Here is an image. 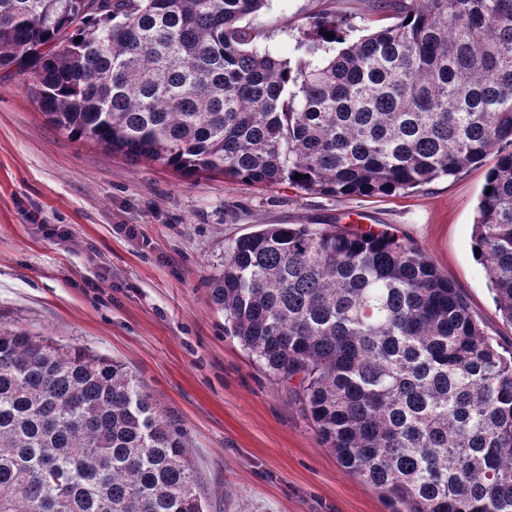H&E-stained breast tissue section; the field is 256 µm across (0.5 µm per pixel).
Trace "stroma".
Masks as SVG:
<instances>
[{
    "mask_svg": "<svg viewBox=\"0 0 512 512\" xmlns=\"http://www.w3.org/2000/svg\"><path fill=\"white\" fill-rule=\"evenodd\" d=\"M365 0H269L248 19L280 59L317 11L351 39ZM28 73L0 70V329L51 336L116 359L187 435L206 512H391L322 447L286 387L224 333L210 280L235 241L263 224L351 226L355 216L415 243L465 295L485 334L512 347L472 252L486 170L413 192L336 200L289 184L262 189L220 175L185 179L131 164L53 126Z\"/></svg>",
    "mask_w": 512,
    "mask_h": 512,
    "instance_id": "35a3bbf8",
    "label": "stroma"
}]
</instances>
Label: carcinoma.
Instances as JSON below:
<instances>
[{
	"label": "carcinoma",
	"mask_w": 512,
	"mask_h": 512,
	"mask_svg": "<svg viewBox=\"0 0 512 512\" xmlns=\"http://www.w3.org/2000/svg\"><path fill=\"white\" fill-rule=\"evenodd\" d=\"M266 2L0 0V69L72 138L185 176L340 199L491 156L472 248L512 322V0H372L392 22L352 42L320 13L294 65L245 23ZM211 295L392 512H512V352L417 245L268 224ZM185 448L121 362L0 331V512H203Z\"/></svg>",
	"instance_id": "cac0c4a2"
}]
</instances>
